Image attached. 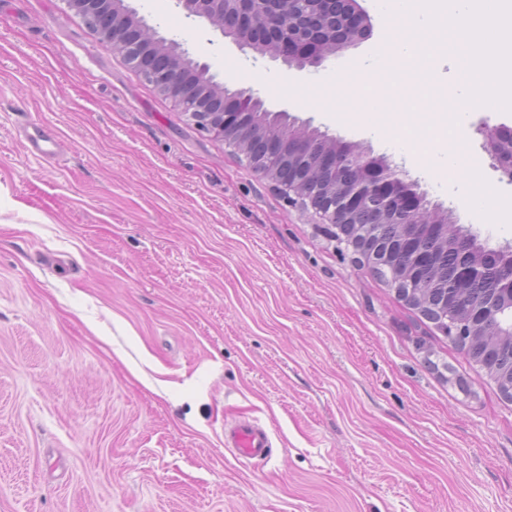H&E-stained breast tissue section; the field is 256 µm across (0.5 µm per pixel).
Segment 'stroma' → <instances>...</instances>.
<instances>
[{
    "label": "stroma",
    "mask_w": 512,
    "mask_h": 512,
    "mask_svg": "<svg viewBox=\"0 0 512 512\" xmlns=\"http://www.w3.org/2000/svg\"><path fill=\"white\" fill-rule=\"evenodd\" d=\"M160 35L272 112L386 157L492 247L512 203L465 111L448 176L440 129L361 120L342 80L390 97L365 60L394 18L297 68L240 48L174 0H127ZM33 119L60 162L29 153ZM259 420L267 461L224 448ZM0 512H512V402L432 323L324 237L247 159L199 130L64 0H0Z\"/></svg>",
    "instance_id": "obj_1"
}]
</instances>
